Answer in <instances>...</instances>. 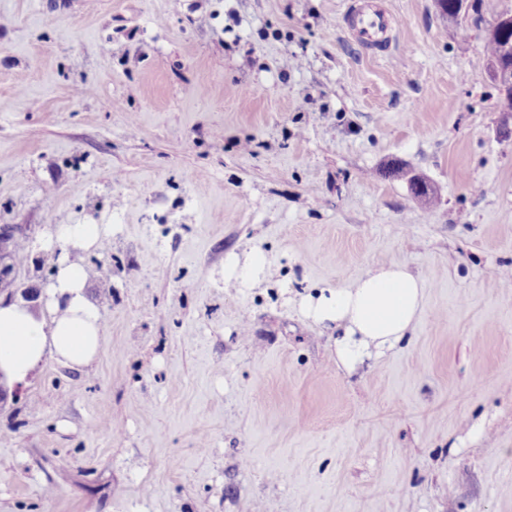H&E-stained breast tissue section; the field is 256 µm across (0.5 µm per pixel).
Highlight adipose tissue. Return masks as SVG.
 <instances>
[{
	"label": "adipose tissue",
	"instance_id": "obj_1",
	"mask_svg": "<svg viewBox=\"0 0 512 512\" xmlns=\"http://www.w3.org/2000/svg\"><path fill=\"white\" fill-rule=\"evenodd\" d=\"M108 232L100 224H59L41 242L60 250L47 286L46 308L36 312L15 302L0 305V379L26 380L44 358L83 370L102 350V315L88 293V274L74 251L102 248ZM425 283L405 265L377 266L344 288H326L308 298L304 313L315 324L335 329L336 354L354 369L371 350L402 341L424 307Z\"/></svg>",
	"mask_w": 512,
	"mask_h": 512
}]
</instances>
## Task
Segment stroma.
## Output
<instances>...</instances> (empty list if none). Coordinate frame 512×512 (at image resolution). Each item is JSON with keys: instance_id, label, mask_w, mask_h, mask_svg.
<instances>
[{"instance_id": "stroma-1", "label": "stroma", "mask_w": 512, "mask_h": 512, "mask_svg": "<svg viewBox=\"0 0 512 512\" xmlns=\"http://www.w3.org/2000/svg\"><path fill=\"white\" fill-rule=\"evenodd\" d=\"M353 2L0 0V224L111 227L73 255L103 351L0 403V512H512V131L484 33L386 0L374 55ZM390 263L423 313L348 372L301 300ZM362 1V7L351 19L357 41L366 49L383 52L395 37L393 17L387 9L377 4V0ZM268 259L263 253L256 251L247 257L245 262L230 264L224 273V281L239 287H248L263 273Z\"/></svg>"}]
</instances>
